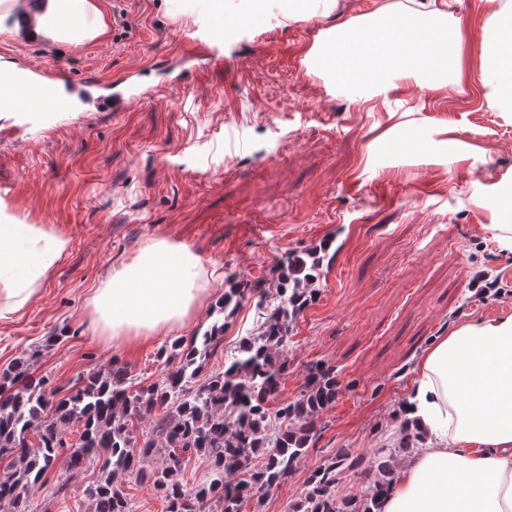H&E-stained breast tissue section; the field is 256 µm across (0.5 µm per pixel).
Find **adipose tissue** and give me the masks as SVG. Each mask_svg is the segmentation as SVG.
Returning a JSON list of instances; mask_svg holds the SVG:
<instances>
[{"instance_id": "obj_1", "label": "adipose tissue", "mask_w": 512, "mask_h": 512, "mask_svg": "<svg viewBox=\"0 0 512 512\" xmlns=\"http://www.w3.org/2000/svg\"><path fill=\"white\" fill-rule=\"evenodd\" d=\"M457 0L378 6L356 24L329 29L309 54L345 88L371 85L369 109L388 104L398 81L429 92L468 84L488 105L512 104V0L482 12L491 53L477 70L464 65V35L451 25ZM439 40L418 46L428 66L390 64L405 47L408 23ZM37 27L55 40L102 36L94 0H44ZM68 241L43 224H0V318L22 311L64 256ZM200 258L183 243L154 239L95 289L94 331L130 344L185 327L206 290ZM402 417L417 446L394 472L379 512H512V315L465 322L437 337L413 367Z\"/></svg>"}]
</instances>
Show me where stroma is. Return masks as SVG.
Listing matches in <instances>:
<instances>
[{"label":"stroma","mask_w":512,"mask_h":512,"mask_svg":"<svg viewBox=\"0 0 512 512\" xmlns=\"http://www.w3.org/2000/svg\"><path fill=\"white\" fill-rule=\"evenodd\" d=\"M100 2L107 31L79 44L31 37L19 12L0 16V66H46L79 95L66 112L0 109V215L52 225L69 241L34 301L0 320V371L36 348L35 374L64 392L115 362L136 386L157 380L165 337L115 347L89 325L94 289L150 240L189 245L209 274L193 335L217 320L232 285L269 281L286 255L326 248L276 399L295 398L320 361L334 366L341 392L260 512H289L309 474L341 448L360 464L336 495L363 494L378 449L408 455L395 414L430 341L456 322L512 314V253L498 251L489 215L472 202L512 188V117L465 85L433 97L409 82L389 109L372 112L336 87L309 48L381 0H306L300 12L286 0H224L226 23L247 15L246 32L205 60L184 51L189 33L210 24L203 0ZM119 83L136 90L120 111L95 106ZM392 109L410 135L430 140L432 157L406 158L378 141ZM443 126L474 147L470 159L450 160L436 140ZM482 280L498 281L499 293L479 296ZM253 322L249 298L203 375L223 371ZM96 477H70L59 457L27 512H91Z\"/></svg>","instance_id":"1"}]
</instances>
